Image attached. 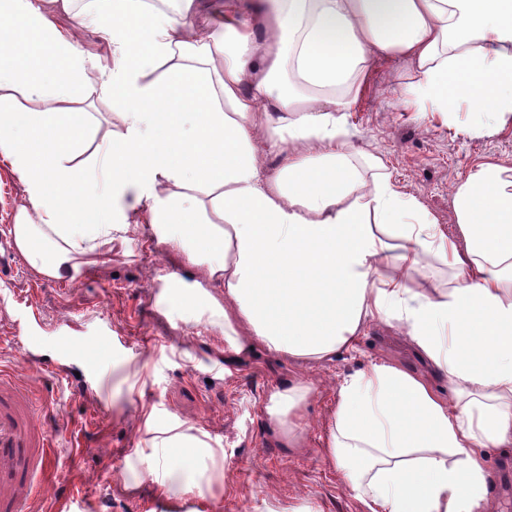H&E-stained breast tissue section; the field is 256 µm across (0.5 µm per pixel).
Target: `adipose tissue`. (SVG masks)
Masks as SVG:
<instances>
[{"label": "adipose tissue", "instance_id": "ef3b65f1", "mask_svg": "<svg viewBox=\"0 0 512 512\" xmlns=\"http://www.w3.org/2000/svg\"><path fill=\"white\" fill-rule=\"evenodd\" d=\"M176 2L0 0V162L27 198L17 250L70 281L146 212L200 273L162 296L223 326L239 361H330L369 319L396 320L449 396L370 363L337 388L325 454L367 512H484L485 451L512 446V167L483 161L455 183L452 235L346 116L375 62L398 58L404 108L469 112L475 132L512 121V0H265L252 14L221 0L218 34L202 0ZM58 12L95 26L109 64ZM99 100L112 130L89 152L78 107ZM424 254L456 269L452 286L414 281ZM312 392L274 385L268 432L297 445ZM146 460L162 488L224 486L223 449L193 434Z\"/></svg>", "mask_w": 512, "mask_h": 512}]
</instances>
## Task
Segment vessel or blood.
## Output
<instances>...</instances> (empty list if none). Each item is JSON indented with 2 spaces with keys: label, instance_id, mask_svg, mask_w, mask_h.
Masks as SVG:
<instances>
[{
  "label": "vessel or blood",
  "instance_id": "obj_1",
  "mask_svg": "<svg viewBox=\"0 0 512 512\" xmlns=\"http://www.w3.org/2000/svg\"><path fill=\"white\" fill-rule=\"evenodd\" d=\"M13 324L29 349L43 343V321L33 306L16 308ZM116 353L112 335L106 330L83 351L92 363ZM52 448L46 431L34 418L30 385L0 369V512H26L48 471Z\"/></svg>",
  "mask_w": 512,
  "mask_h": 512
}]
</instances>
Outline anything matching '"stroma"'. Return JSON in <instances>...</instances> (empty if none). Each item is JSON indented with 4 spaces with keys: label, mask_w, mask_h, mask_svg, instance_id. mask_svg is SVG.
I'll use <instances>...</instances> for the list:
<instances>
[{
    "label": "stroma",
    "mask_w": 512,
    "mask_h": 512,
    "mask_svg": "<svg viewBox=\"0 0 512 512\" xmlns=\"http://www.w3.org/2000/svg\"><path fill=\"white\" fill-rule=\"evenodd\" d=\"M407 76L403 61L379 60L348 121L362 146L384 156L406 191L451 227L450 188L459 176L488 159L512 166V122L476 134L469 113L450 126L438 115L406 110L396 92ZM179 262L142 225L113 242L111 261L86 266L76 280L47 278L20 256L12 271L0 275L1 300L11 305L23 299L39 310L46 336L41 355L85 374L88 382L80 392L41 368L0 311V366L33 382L41 404L36 418L61 443L54 478L37 506L63 512L64 501L79 495L90 512H143L144 504L167 492L142 479L146 464L136 451L179 422L224 451V490L210 496L212 512H267L271 506L365 512L323 452L328 410L339 384L369 362L397 363L430 376L405 330L369 320L355 350L310 366L273 365L263 357L221 362L219 329L163 315L154 299L162 276L177 271ZM65 319L81 341L109 324L122 345L120 357L90 371L76 353L59 354L52 338ZM297 376L314 391L298 429L300 443L292 448L268 434L264 403L271 386ZM487 465L495 484L487 512H512V447L488 449Z\"/></svg>",
    "instance_id": "35a3bbf8"
}]
</instances>
